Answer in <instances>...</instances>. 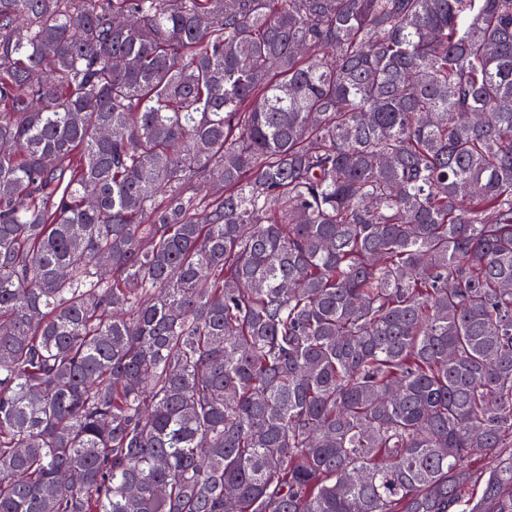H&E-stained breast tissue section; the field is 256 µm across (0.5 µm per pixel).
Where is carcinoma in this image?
<instances>
[{
	"mask_svg": "<svg viewBox=\"0 0 512 512\" xmlns=\"http://www.w3.org/2000/svg\"><path fill=\"white\" fill-rule=\"evenodd\" d=\"M0 512H512V0H0Z\"/></svg>",
	"mask_w": 512,
	"mask_h": 512,
	"instance_id": "cac0c4a2",
	"label": "carcinoma"
}]
</instances>
